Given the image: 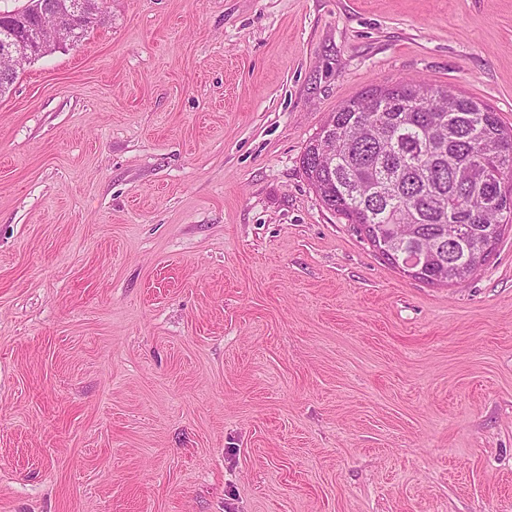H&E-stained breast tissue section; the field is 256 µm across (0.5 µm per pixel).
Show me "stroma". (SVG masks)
Returning a JSON list of instances; mask_svg holds the SVG:
<instances>
[{
  "label": "stroma",
  "mask_w": 512,
  "mask_h": 512,
  "mask_svg": "<svg viewBox=\"0 0 512 512\" xmlns=\"http://www.w3.org/2000/svg\"><path fill=\"white\" fill-rule=\"evenodd\" d=\"M424 78L512 125V0H106L0 97V512H512V227L404 276L301 157Z\"/></svg>",
  "instance_id": "35a3bbf8"
}]
</instances>
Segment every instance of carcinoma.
<instances>
[{
  "label": "carcinoma",
  "instance_id": "carcinoma-1",
  "mask_svg": "<svg viewBox=\"0 0 512 512\" xmlns=\"http://www.w3.org/2000/svg\"><path fill=\"white\" fill-rule=\"evenodd\" d=\"M43 19L24 8L0 13V41L25 36ZM412 79L371 92L383 99L331 113L336 168L317 169L312 145L303 170L322 202L356 225L370 245L394 241L398 225L413 229L397 250L430 253L419 273L428 284H462L496 248L505 225L489 207L498 190L512 196V126L485 103L465 95L450 105L430 96L409 104Z\"/></svg>",
  "mask_w": 512,
  "mask_h": 512
}]
</instances>
